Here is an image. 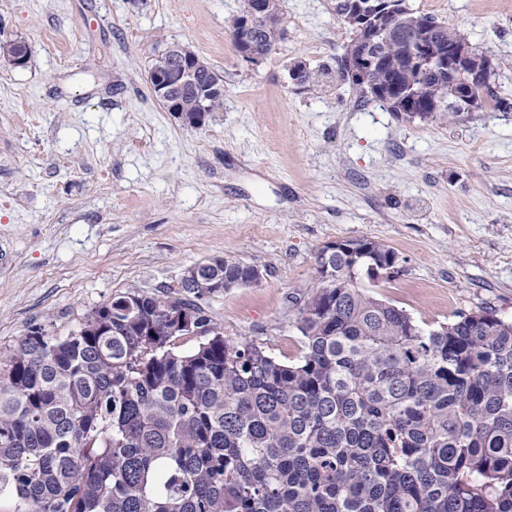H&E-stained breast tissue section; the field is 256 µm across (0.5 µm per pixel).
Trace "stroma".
Segmentation results:
<instances>
[{"instance_id": "1", "label": "stroma", "mask_w": 512, "mask_h": 512, "mask_svg": "<svg viewBox=\"0 0 512 512\" xmlns=\"http://www.w3.org/2000/svg\"><path fill=\"white\" fill-rule=\"evenodd\" d=\"M493 59L512 101V0H408ZM241 0H0V350L34 324L59 336L113 297L175 292L224 255L262 281L208 298L227 337L301 353L297 299L317 254L373 239L400 272L364 279L435 326L491 308L512 320V108L410 120L342 80L353 33L333 0H283L288 35L256 63L231 32ZM175 43L224 79L199 129L158 102L148 71ZM318 71L300 85L295 61Z\"/></svg>"}]
</instances>
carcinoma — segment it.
Segmentation results:
<instances>
[{
    "mask_svg": "<svg viewBox=\"0 0 512 512\" xmlns=\"http://www.w3.org/2000/svg\"><path fill=\"white\" fill-rule=\"evenodd\" d=\"M399 3L397 30L423 18L434 40H465ZM286 32L277 3L250 47L266 55ZM407 49L376 43L375 72L352 88H381L410 119L463 120L435 110L448 76L395 65ZM195 78L221 109L218 72L201 59ZM395 258L372 239L320 250L317 272L335 278L300 302L291 362L224 336L188 280L116 296L66 336L30 327L0 353V498L14 512H512V321L481 307L422 327L361 285ZM196 268L227 292L257 266ZM179 305L202 332L188 353L169 330Z\"/></svg>",
    "mask_w": 512,
    "mask_h": 512,
    "instance_id": "1",
    "label": "carcinoma"
}]
</instances>
